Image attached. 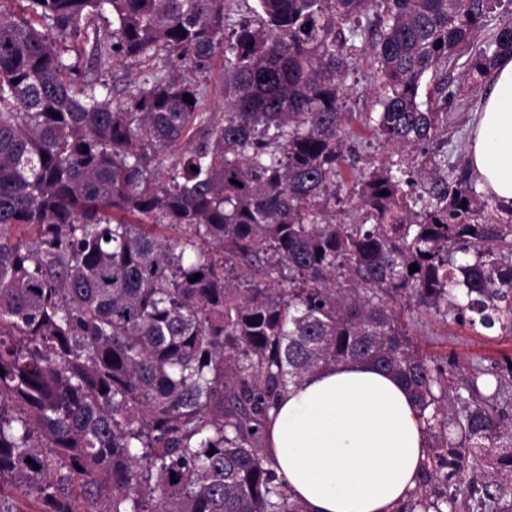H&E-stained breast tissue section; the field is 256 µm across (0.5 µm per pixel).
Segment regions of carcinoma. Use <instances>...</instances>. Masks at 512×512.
Here are the masks:
<instances>
[{
    "label": "carcinoma",
    "instance_id": "cac0c4a2",
    "mask_svg": "<svg viewBox=\"0 0 512 512\" xmlns=\"http://www.w3.org/2000/svg\"><path fill=\"white\" fill-rule=\"evenodd\" d=\"M237 2L0 0V512L6 489L43 512H305L270 413L356 361L420 411L426 461L394 512H512V368L427 358L398 309L511 336L512 208L490 222L434 157L336 197L357 57L377 63L366 121L398 155L448 122L422 108L427 76L444 100L463 53L493 77L512 19L492 24L495 0ZM114 59L143 67L122 99L99 74ZM219 59L220 115L201 82Z\"/></svg>",
    "mask_w": 512,
    "mask_h": 512
}]
</instances>
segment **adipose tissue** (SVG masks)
<instances>
[{"label":"adipose tissue","mask_w":512,"mask_h":512,"mask_svg":"<svg viewBox=\"0 0 512 512\" xmlns=\"http://www.w3.org/2000/svg\"><path fill=\"white\" fill-rule=\"evenodd\" d=\"M469 164L512 204V56H503L474 126ZM268 449L305 512H393L416 485L426 438L406 387L363 362L290 388L268 425Z\"/></svg>","instance_id":"ef3b65f1"}]
</instances>
